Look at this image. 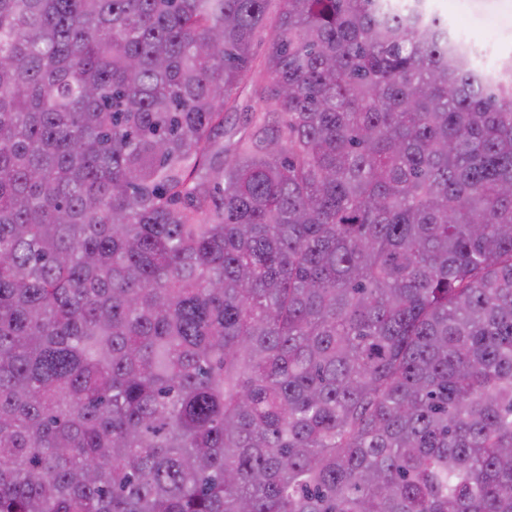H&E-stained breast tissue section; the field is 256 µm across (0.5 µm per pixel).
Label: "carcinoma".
<instances>
[{
	"instance_id": "obj_1",
	"label": "carcinoma",
	"mask_w": 512,
	"mask_h": 512,
	"mask_svg": "<svg viewBox=\"0 0 512 512\" xmlns=\"http://www.w3.org/2000/svg\"><path fill=\"white\" fill-rule=\"evenodd\" d=\"M270 2L0 0V512H512V58Z\"/></svg>"
}]
</instances>
